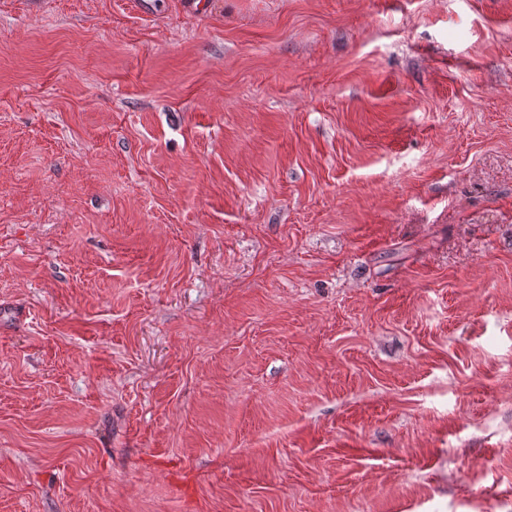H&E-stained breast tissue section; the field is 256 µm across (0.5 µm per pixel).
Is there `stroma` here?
I'll return each mask as SVG.
<instances>
[{
    "mask_svg": "<svg viewBox=\"0 0 512 512\" xmlns=\"http://www.w3.org/2000/svg\"><path fill=\"white\" fill-rule=\"evenodd\" d=\"M0 0V512H512V0Z\"/></svg>",
    "mask_w": 512,
    "mask_h": 512,
    "instance_id": "stroma-1",
    "label": "stroma"
}]
</instances>
